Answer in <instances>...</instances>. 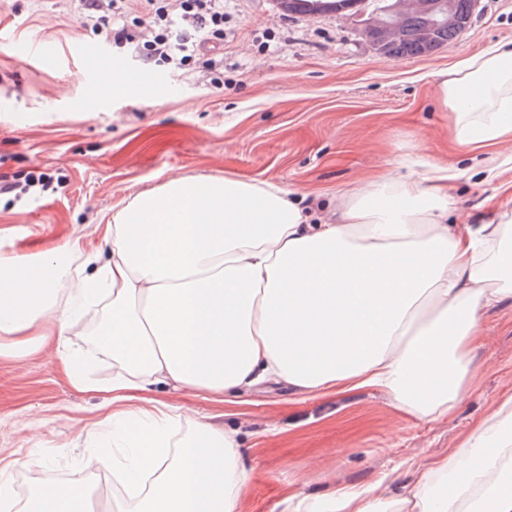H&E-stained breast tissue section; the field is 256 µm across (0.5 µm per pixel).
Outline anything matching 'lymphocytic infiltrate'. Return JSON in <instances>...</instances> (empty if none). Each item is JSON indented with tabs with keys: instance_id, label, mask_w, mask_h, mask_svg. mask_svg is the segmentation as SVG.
Listing matches in <instances>:
<instances>
[{
	"instance_id": "f902f5d3",
	"label": "lymphocytic infiltrate",
	"mask_w": 512,
	"mask_h": 512,
	"mask_svg": "<svg viewBox=\"0 0 512 512\" xmlns=\"http://www.w3.org/2000/svg\"><path fill=\"white\" fill-rule=\"evenodd\" d=\"M141 14L126 20V0H80L78 20L106 41L138 44L145 63L215 69L207 46L224 42V0H139Z\"/></svg>"
}]
</instances>
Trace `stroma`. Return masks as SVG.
Masks as SVG:
<instances>
[{"label":"stroma","mask_w":512,"mask_h":512,"mask_svg":"<svg viewBox=\"0 0 512 512\" xmlns=\"http://www.w3.org/2000/svg\"><path fill=\"white\" fill-rule=\"evenodd\" d=\"M70 0H0V179L48 187L0 196V253L99 246L93 224H108L125 198L172 175H235L269 181L311 202L315 215L363 180L405 175L398 161L425 142L426 155L468 165L451 139L449 114L433 95L437 73L495 47L512 48V0H481L458 40L426 56L378 54L356 19L336 14L280 16L271 0H226L222 84L196 69L144 65L135 46L118 47L85 29ZM50 49L26 62L19 47ZM99 51V70L122 62L155 80L149 101L91 80L82 48ZM98 89L100 111L84 109ZM501 183L460 178L452 207L467 223L495 220ZM474 388L447 418L420 420L389 397L361 387L301 397L266 383L235 401L191 390H156L154 399L235 431L248 450L241 512H289V498L336 486L405 479L442 458L512 392V303L485 314L475 351ZM77 389L47 350L0 357V460L16 505L40 486L95 487L84 461L100 438L91 423L107 410L100 389L112 363L98 361Z\"/></svg>","instance_id":"35a3bbf8"}]
</instances>
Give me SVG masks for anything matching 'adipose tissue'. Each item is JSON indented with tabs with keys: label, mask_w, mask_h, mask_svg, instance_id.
Returning a JSON list of instances; mask_svg holds the SVG:
<instances>
[{
	"label": "adipose tissue",
	"mask_w": 512,
	"mask_h": 512,
	"mask_svg": "<svg viewBox=\"0 0 512 512\" xmlns=\"http://www.w3.org/2000/svg\"><path fill=\"white\" fill-rule=\"evenodd\" d=\"M436 97L457 141L481 152L491 181L512 170V50L493 48L441 72ZM401 159L408 176H378L313 221L280 185L174 176L97 225L107 260L92 273L58 253L0 254V357L55 346L72 383L83 360L68 335L82 308L102 312L97 343L112 446L87 469L130 487L129 512H240L249 478L234 432L148 399L158 384L238 396L268 379L307 396L376 386L420 419L452 413L472 388V353L487 306L512 298V207L496 222L452 224L459 171ZM447 460L413 485L385 486L396 512H512V394ZM103 422V423H104ZM463 481L436 490L448 470ZM78 486L36 489L23 512H87ZM373 489L299 499L293 512H378Z\"/></svg>",
	"instance_id": "obj_1"
}]
</instances>
